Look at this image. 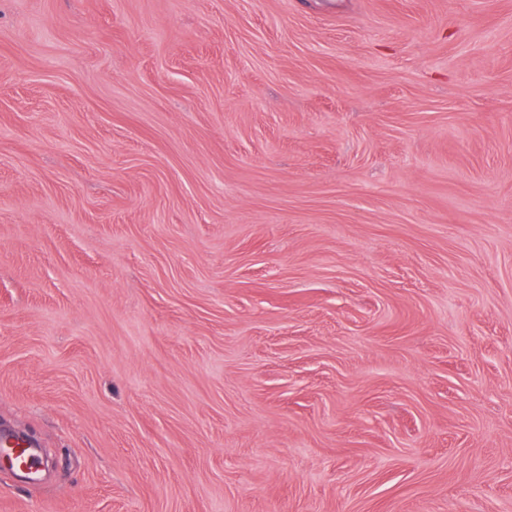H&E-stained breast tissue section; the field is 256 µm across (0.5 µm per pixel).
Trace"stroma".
Wrapping results in <instances>:
<instances>
[{"label": "stroma", "mask_w": 512, "mask_h": 512, "mask_svg": "<svg viewBox=\"0 0 512 512\" xmlns=\"http://www.w3.org/2000/svg\"><path fill=\"white\" fill-rule=\"evenodd\" d=\"M0 512H512V0H0Z\"/></svg>", "instance_id": "1"}]
</instances>
